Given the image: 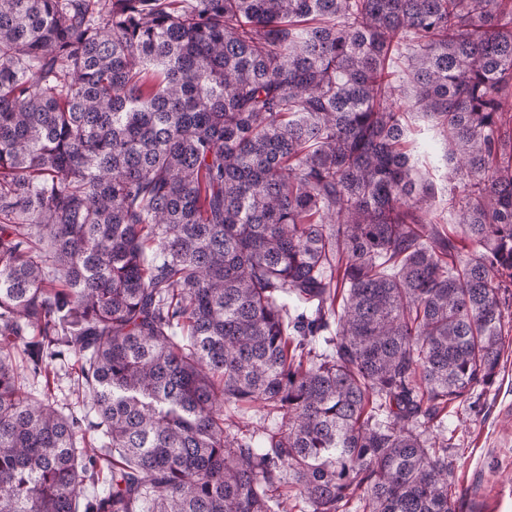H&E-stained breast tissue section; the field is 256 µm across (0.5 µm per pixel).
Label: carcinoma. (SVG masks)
Instances as JSON below:
<instances>
[{
  "label": "carcinoma",
  "mask_w": 512,
  "mask_h": 512,
  "mask_svg": "<svg viewBox=\"0 0 512 512\" xmlns=\"http://www.w3.org/2000/svg\"><path fill=\"white\" fill-rule=\"evenodd\" d=\"M511 308L512 0H0V512H453ZM403 108L408 113L407 128L410 141V152L418 167L429 173L442 193L436 201V208L443 216V229L448 232L454 227L453 215L448 212V192L442 188L448 186V160L446 157L448 146L433 123L423 118L421 114L413 111L402 99ZM50 368L55 373L54 398L59 408L67 415L78 419L97 421L89 399L82 395L77 381V364L72 357L64 356L52 361Z\"/></svg>",
  "instance_id": "carcinoma-1"
}]
</instances>
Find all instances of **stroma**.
Wrapping results in <instances>:
<instances>
[{"instance_id":"stroma-1","label":"stroma","mask_w":512,"mask_h":512,"mask_svg":"<svg viewBox=\"0 0 512 512\" xmlns=\"http://www.w3.org/2000/svg\"><path fill=\"white\" fill-rule=\"evenodd\" d=\"M410 152L438 187L448 184V147L433 123L417 112L407 119ZM54 398L65 414L95 420L77 381V364L64 356L51 363ZM448 436V485L456 512H512V344L502 353L493 386L451 405L444 420Z\"/></svg>"}]
</instances>
